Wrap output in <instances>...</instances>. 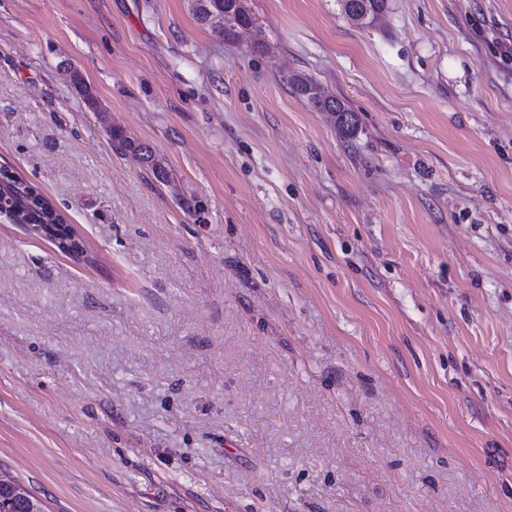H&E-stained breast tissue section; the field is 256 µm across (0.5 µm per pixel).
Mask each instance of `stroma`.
<instances>
[{
	"label": "stroma",
	"mask_w": 512,
	"mask_h": 512,
	"mask_svg": "<svg viewBox=\"0 0 512 512\" xmlns=\"http://www.w3.org/2000/svg\"><path fill=\"white\" fill-rule=\"evenodd\" d=\"M248 7L0 0V165L86 252L0 218V468L49 512H512V0ZM190 9L196 21L227 41L234 39L239 24L256 26L247 0H191ZM293 90L302 97L313 109L328 111L336 116V123L343 133L351 135L357 129L358 117L343 101L327 95L321 87L305 75H297L292 79Z\"/></svg>",
	"instance_id": "stroma-1"
}]
</instances>
